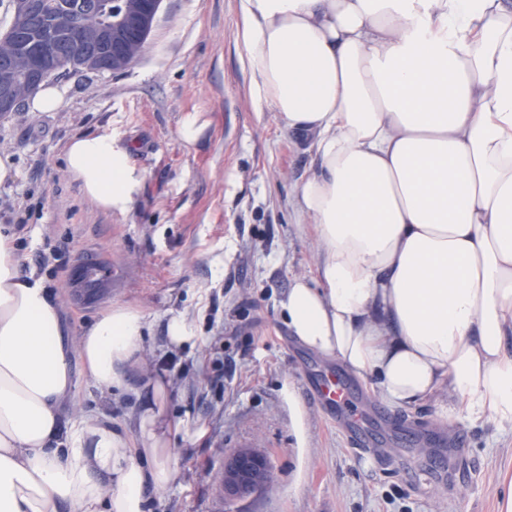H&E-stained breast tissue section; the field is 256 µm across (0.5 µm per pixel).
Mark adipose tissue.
I'll list each match as a JSON object with an SVG mask.
<instances>
[{"instance_id":"obj_1","label":"adipose tissue","mask_w":512,"mask_h":512,"mask_svg":"<svg viewBox=\"0 0 512 512\" xmlns=\"http://www.w3.org/2000/svg\"><path fill=\"white\" fill-rule=\"evenodd\" d=\"M258 111L311 136L297 192L323 245L294 279L291 334L374 379L393 406L449 386V414L512 423V0H239ZM66 168L107 211L144 173L116 134L78 135ZM146 320L116 304L77 345L0 231V512H147L176 476L165 388L137 374ZM85 377L136 398V434L66 418Z\"/></svg>"}]
</instances>
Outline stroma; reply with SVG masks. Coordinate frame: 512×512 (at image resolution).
I'll return each mask as SVG.
<instances>
[{"label":"stroma","instance_id":"1","mask_svg":"<svg viewBox=\"0 0 512 512\" xmlns=\"http://www.w3.org/2000/svg\"><path fill=\"white\" fill-rule=\"evenodd\" d=\"M237 23L238 0H161L143 54L125 71L69 72L55 81L54 111L25 105L0 124V159L17 172L0 185V227L13 231L23 269L49 289L77 271L112 270L107 296L58 297L68 337L110 305L137 306L145 351L177 359L176 372L162 375L166 418L205 431L196 442L173 438L177 477L153 494L150 512H499L512 488V425L446 424L455 400L447 389L424 405L392 407L352 374L354 390L395 421L464 438L453 464L401 430L370 456L309 394L314 368L341 366L302 346L280 313L294 277L318 276L321 246L295 208L314 155L276 113L256 111ZM194 111L207 127L188 146L178 126ZM88 133L121 135L146 174L126 212L100 208L65 173L70 139ZM176 313L197 336L170 348L164 324ZM71 364L73 409L129 422L135 400L124 387L101 393L79 359ZM245 445L265 450L276 489L229 505L220 470Z\"/></svg>","mask_w":512,"mask_h":512}]
</instances>
